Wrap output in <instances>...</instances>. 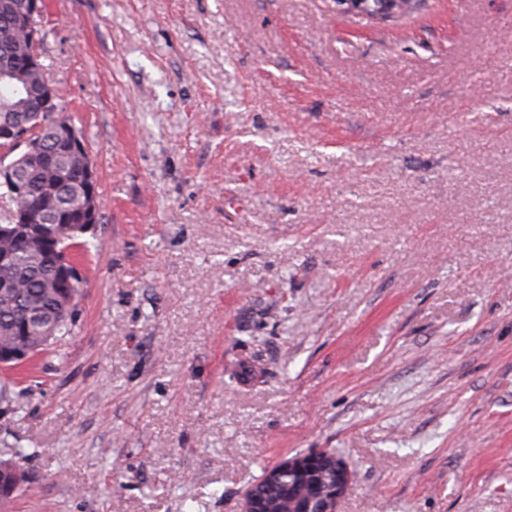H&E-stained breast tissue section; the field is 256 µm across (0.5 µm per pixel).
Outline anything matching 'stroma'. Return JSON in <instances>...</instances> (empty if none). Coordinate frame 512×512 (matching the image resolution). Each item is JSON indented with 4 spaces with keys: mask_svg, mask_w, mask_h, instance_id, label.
<instances>
[{
    "mask_svg": "<svg viewBox=\"0 0 512 512\" xmlns=\"http://www.w3.org/2000/svg\"><path fill=\"white\" fill-rule=\"evenodd\" d=\"M100 222L70 335L0 372L9 512H512V0H46ZM368 1L369 0H336L334 2L336 3L338 11L341 13L347 16L362 17L369 21L387 20L405 16L411 10L415 2H421L418 0H383L385 3H389L388 7L391 8L386 12L369 15L364 8V4ZM330 465L335 469L336 475L333 485L329 490H323L320 482L322 476H312L303 480L302 488L294 500L300 499V505L294 508L295 512H339L341 503L352 493L354 475L346 461L334 452L327 450L315 451L306 454H298L283 459L276 467L269 468L263 479L273 482L281 470L288 469L299 472H307L314 464ZM316 503L314 509L311 505ZM302 479L295 474H284L277 483H261L257 485L256 492L260 494L264 500L257 498L250 488L243 497L242 512H275L278 508L274 505L288 508V499L290 495L296 491ZM272 503V504H269Z\"/></svg>",
    "mask_w": 512,
    "mask_h": 512,
    "instance_id": "stroma-1",
    "label": "stroma"
}]
</instances>
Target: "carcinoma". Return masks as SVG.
<instances>
[{
  "mask_svg": "<svg viewBox=\"0 0 512 512\" xmlns=\"http://www.w3.org/2000/svg\"><path fill=\"white\" fill-rule=\"evenodd\" d=\"M24 2L0 0V71L22 67L23 58L34 53L17 24ZM62 117L58 111H42L37 95L21 82L0 81V121L8 118L26 130L39 123L51 129ZM20 170L22 193L0 182V198L8 203L0 215V251L13 256L10 264L0 265V349L26 345L34 357L70 332L74 310L60 303L59 295H78L64 272H78L77 260L87 247L77 238L59 239L55 229L82 223L83 190L76 162L62 156L58 141L47 159L29 158ZM21 210L40 215V238L14 233L15 215ZM301 482L300 476L286 473L277 483L257 485L256 492L267 502L286 508Z\"/></svg>",
  "mask_w": 512,
  "mask_h": 512,
  "instance_id": "carcinoma-1",
  "label": "carcinoma"
}]
</instances>
